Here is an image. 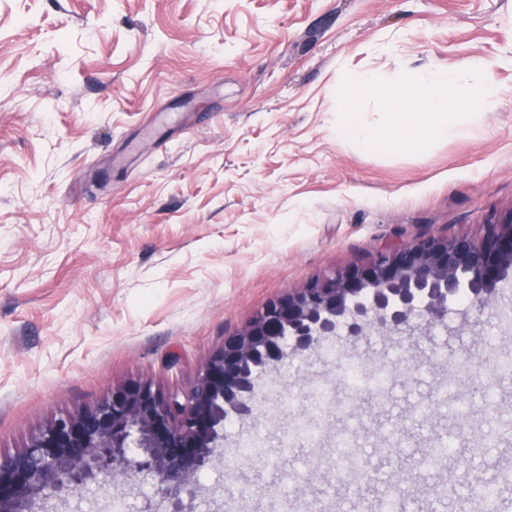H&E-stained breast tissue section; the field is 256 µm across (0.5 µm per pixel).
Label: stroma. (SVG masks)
<instances>
[{"label":"stroma","mask_w":512,"mask_h":512,"mask_svg":"<svg viewBox=\"0 0 512 512\" xmlns=\"http://www.w3.org/2000/svg\"><path fill=\"white\" fill-rule=\"evenodd\" d=\"M476 57L502 95L469 138L387 153L337 137L348 75ZM509 214L512 0H0V451L116 383L190 390L225 336L314 276ZM467 307L410 350L374 332L261 375L224 447L262 450L201 471L197 512H279L284 484L298 512H381L388 488L395 512H477L512 436L475 455L485 393L456 364L484 343L512 355V324L486 315L474 336ZM355 365L384 393L354 391ZM321 387L331 404L307 405ZM340 435L357 480L334 467ZM117 493L138 512L155 488L103 480L57 510L110 512Z\"/></svg>","instance_id":"stroma-1"}]
</instances>
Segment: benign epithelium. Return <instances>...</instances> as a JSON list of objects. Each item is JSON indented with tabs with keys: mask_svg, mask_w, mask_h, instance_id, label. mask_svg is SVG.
Listing matches in <instances>:
<instances>
[{
	"mask_svg": "<svg viewBox=\"0 0 512 512\" xmlns=\"http://www.w3.org/2000/svg\"><path fill=\"white\" fill-rule=\"evenodd\" d=\"M511 275L512 216L487 224L480 241L416 238L316 276L224 337L191 390L119 383L105 401L55 419L21 451L0 452V512H51L49 500L75 497L103 477L151 481L158 499L141 512H193L197 474L220 455L226 423L254 414L260 373L314 355L341 328L354 343L376 326L414 347L461 297L480 314L493 311Z\"/></svg>",
	"mask_w": 512,
	"mask_h": 512,
	"instance_id": "1",
	"label": "benign epithelium"
}]
</instances>
